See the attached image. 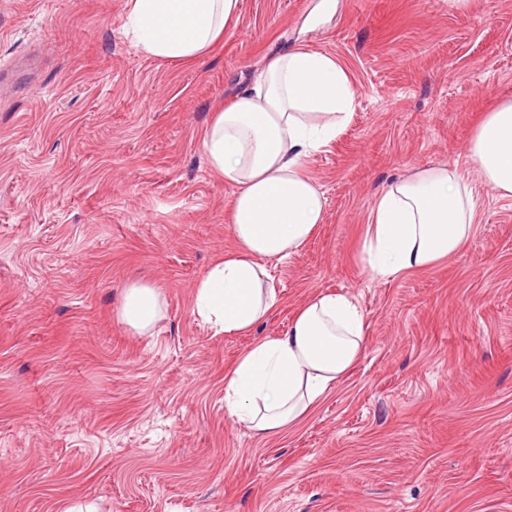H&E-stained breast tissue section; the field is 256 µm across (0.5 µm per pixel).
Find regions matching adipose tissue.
<instances>
[{"mask_svg":"<svg viewBox=\"0 0 512 512\" xmlns=\"http://www.w3.org/2000/svg\"><path fill=\"white\" fill-rule=\"evenodd\" d=\"M239 0H128L136 47L192 61L224 37ZM355 92L335 58L299 46L271 56L249 88L216 112L203 137L210 169L232 185L233 251L195 289L198 315L227 335L251 332L278 300L270 262L296 254L323 220L325 198L306 172L309 157L343 131ZM468 153L477 182L435 165L388 184L377 196L364 260L379 278L424 271L472 235L475 186L512 198V99L485 114ZM165 301L157 288L130 284L119 318L151 335ZM364 316L348 295L321 293L295 312L287 331L256 341L224 378V406L253 435L270 438L302 419L359 361Z\"/></svg>","mask_w":512,"mask_h":512,"instance_id":"ef3b65f1","label":"adipose tissue"}]
</instances>
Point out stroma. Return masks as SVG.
I'll use <instances>...</instances> for the list:
<instances>
[{
	"instance_id": "stroma-1",
	"label": "stroma",
	"mask_w": 512,
	"mask_h": 512,
	"mask_svg": "<svg viewBox=\"0 0 512 512\" xmlns=\"http://www.w3.org/2000/svg\"><path fill=\"white\" fill-rule=\"evenodd\" d=\"M222 41L162 60L126 0H0V512H512V198L480 186L474 234L425 271L374 277L379 192L467 145L512 98V0H240ZM351 76L349 125L314 153L322 224L273 270L248 334L195 311L235 247L234 187L203 131L286 47ZM140 281L152 335L119 319ZM354 297L366 348L302 421L260 438L224 377L319 293ZM165 301L157 288L146 283H132L124 293L119 318L133 333L149 336L162 319Z\"/></svg>"
}]
</instances>
